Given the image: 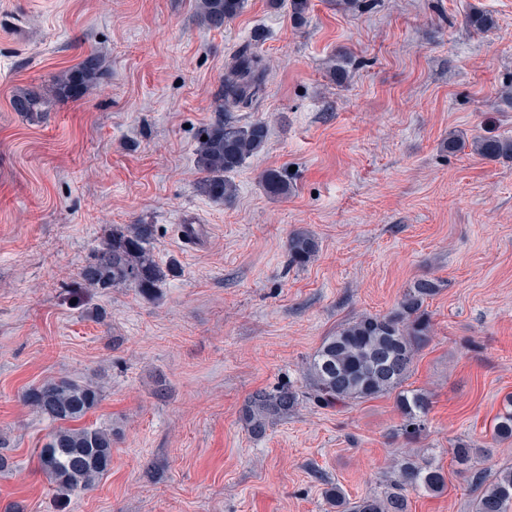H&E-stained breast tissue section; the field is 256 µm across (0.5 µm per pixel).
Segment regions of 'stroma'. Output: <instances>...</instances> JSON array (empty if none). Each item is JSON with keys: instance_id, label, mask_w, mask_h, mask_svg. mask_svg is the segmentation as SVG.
Segmentation results:
<instances>
[{"instance_id": "1", "label": "stroma", "mask_w": 512, "mask_h": 512, "mask_svg": "<svg viewBox=\"0 0 512 512\" xmlns=\"http://www.w3.org/2000/svg\"><path fill=\"white\" fill-rule=\"evenodd\" d=\"M197 3L0 0V512H334L327 487L381 494L407 452L447 482L410 493L411 512H472L479 489L450 449L484 445L512 395V160L445 143L512 136V0H309L300 24L288 0H245L220 30ZM475 11L491 29L468 25ZM252 41L264 90L232 117L269 135L219 204L197 191V133ZM91 51L104 75L81 99L13 110ZM272 169L288 194L267 193ZM142 221L177 267L158 299L85 285L113 228ZM183 224L207 239L183 240ZM298 230L319 244L303 268L288 262ZM419 278L441 283L406 381L432 398L421 435H401L385 394L307 399L251 436L253 392L306 386L326 336ZM59 378L101 387L81 423L112 434L111 470L69 496L39 468L52 424L24 400Z\"/></svg>"}]
</instances>
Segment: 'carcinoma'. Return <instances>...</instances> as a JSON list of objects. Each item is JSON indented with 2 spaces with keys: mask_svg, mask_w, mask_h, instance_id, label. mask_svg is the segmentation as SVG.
Segmentation results:
<instances>
[{
  "mask_svg": "<svg viewBox=\"0 0 512 512\" xmlns=\"http://www.w3.org/2000/svg\"><path fill=\"white\" fill-rule=\"evenodd\" d=\"M244 0H198L202 22L220 29L235 17ZM103 74V61L94 52L86 54L73 68L56 76L42 88L28 89L12 99L14 111L33 114L53 100H78ZM267 67L255 45L241 46L224 74L223 103L220 108H249L263 91ZM197 141L196 163L203 174L197 190L218 203H230L236 185L228 174L259 152L268 137L264 122L239 124L222 117L204 127ZM479 156L512 159V137L481 136L472 142ZM264 186L273 195L288 192V175L270 170L263 175ZM153 224H126L112 230V236L99 247L93 260L81 273L91 288H133L153 298L158 284L173 271L155 260L152 246ZM315 237L297 231L288 239L292 265L304 267L317 257ZM440 291L436 279L420 278L403 292L397 307L385 315L362 314L326 337L311 356L306 375L311 396L325 407L343 406L350 401L395 394L401 415V433L415 438L425 428L431 409L429 395L404 387L414 358L426 343L431 321L425 304ZM101 388L61 378L33 387L25 394L27 403L38 413L60 426L47 436L38 454V464L55 491L70 494L93 489L112 468V433L88 427H74L101 401ZM304 392L292 383L253 393L242 408V419L249 433L261 438L275 421L293 413L303 402ZM495 442L512 440V396L505 400L491 430ZM483 449L459 440L451 448L453 460L461 470L475 468ZM396 478L380 496H365L349 501L338 485L326 490L336 512H410L409 492L439 493L446 486L442 468L417 456L406 454L396 465ZM473 512H512V467L500 471L473 503Z\"/></svg>",
  "mask_w": 512,
  "mask_h": 512,
  "instance_id": "cac0c4a2",
  "label": "carcinoma"
}]
</instances>
